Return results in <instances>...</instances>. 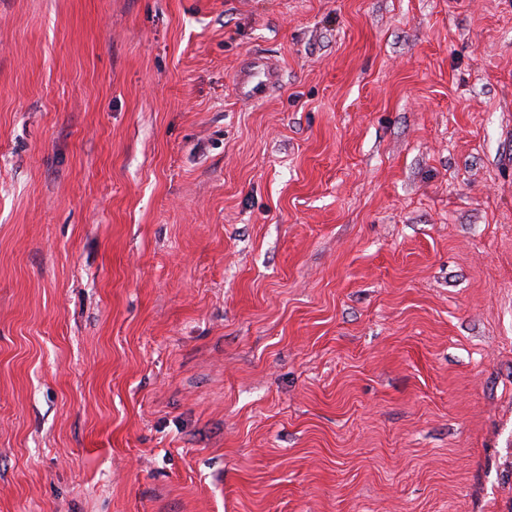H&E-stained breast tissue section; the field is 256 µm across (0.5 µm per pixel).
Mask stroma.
I'll use <instances>...</instances> for the list:
<instances>
[{
  "label": "stroma",
  "mask_w": 512,
  "mask_h": 512,
  "mask_svg": "<svg viewBox=\"0 0 512 512\" xmlns=\"http://www.w3.org/2000/svg\"><path fill=\"white\" fill-rule=\"evenodd\" d=\"M0 512H512V0H0ZM277 66L257 54H247L244 64L235 71L234 83L240 97L247 102L267 99L279 86Z\"/></svg>",
  "instance_id": "35a3bbf8"
}]
</instances>
